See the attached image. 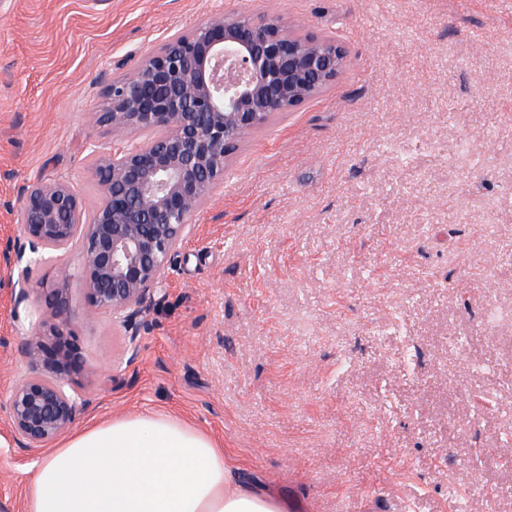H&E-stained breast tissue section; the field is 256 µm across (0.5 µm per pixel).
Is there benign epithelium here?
Listing matches in <instances>:
<instances>
[{
	"mask_svg": "<svg viewBox=\"0 0 512 512\" xmlns=\"http://www.w3.org/2000/svg\"><path fill=\"white\" fill-rule=\"evenodd\" d=\"M346 47L298 37L280 17L216 13L176 35L112 80L97 122L121 145L97 155L91 179L101 200L87 213L66 180L38 179L22 191L20 223L35 261L74 258L82 270L86 317L107 313L131 331L127 364L139 355L138 318L160 291L171 257L191 234L189 219L224 183L229 157L248 133L333 84ZM25 339L20 356L42 375L17 382L8 399L16 446L40 450L65 434L77 400L65 389L90 371L66 336V301Z\"/></svg>",
	"mask_w": 512,
	"mask_h": 512,
	"instance_id": "obj_1",
	"label": "benign epithelium"
}]
</instances>
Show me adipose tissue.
Instances as JSON below:
<instances>
[{
    "instance_id": "obj_1",
    "label": "adipose tissue",
    "mask_w": 512,
    "mask_h": 512,
    "mask_svg": "<svg viewBox=\"0 0 512 512\" xmlns=\"http://www.w3.org/2000/svg\"><path fill=\"white\" fill-rule=\"evenodd\" d=\"M27 512H300L245 481L205 432L150 412L74 432L39 464Z\"/></svg>"
}]
</instances>
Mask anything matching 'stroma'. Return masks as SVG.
<instances>
[{
    "label": "stroma",
    "instance_id": "stroma-1",
    "mask_svg": "<svg viewBox=\"0 0 512 512\" xmlns=\"http://www.w3.org/2000/svg\"><path fill=\"white\" fill-rule=\"evenodd\" d=\"M217 12L280 16L349 63L231 155L134 365L123 327L86 319L78 265L0 261V512H27L44 456L16 447L6 404L59 288L73 346L112 365L69 385L73 429L171 414L302 512H486L475 481L512 512V279L490 270L512 249V0H0V248L24 245L36 179L97 205L106 87Z\"/></svg>",
    "mask_w": 512,
    "mask_h": 512
}]
</instances>
